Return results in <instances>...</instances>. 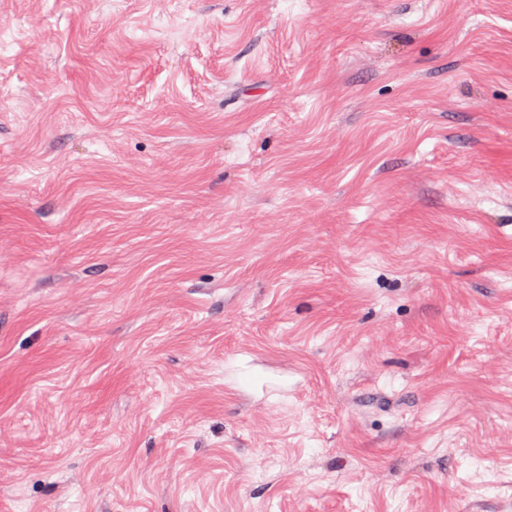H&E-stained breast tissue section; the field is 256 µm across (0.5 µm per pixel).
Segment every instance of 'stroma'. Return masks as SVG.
I'll use <instances>...</instances> for the list:
<instances>
[{
  "mask_svg": "<svg viewBox=\"0 0 512 512\" xmlns=\"http://www.w3.org/2000/svg\"><path fill=\"white\" fill-rule=\"evenodd\" d=\"M0 512H512V0H0Z\"/></svg>",
  "mask_w": 512,
  "mask_h": 512,
  "instance_id": "stroma-1",
  "label": "stroma"
}]
</instances>
